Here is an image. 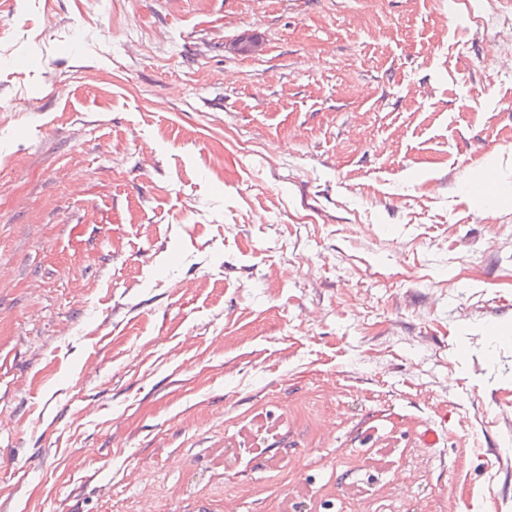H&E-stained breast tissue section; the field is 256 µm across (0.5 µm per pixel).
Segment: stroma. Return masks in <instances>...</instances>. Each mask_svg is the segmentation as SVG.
<instances>
[{"label": "stroma", "instance_id": "obj_1", "mask_svg": "<svg viewBox=\"0 0 512 512\" xmlns=\"http://www.w3.org/2000/svg\"><path fill=\"white\" fill-rule=\"evenodd\" d=\"M499 2L0 0L8 512H512Z\"/></svg>", "mask_w": 512, "mask_h": 512}]
</instances>
